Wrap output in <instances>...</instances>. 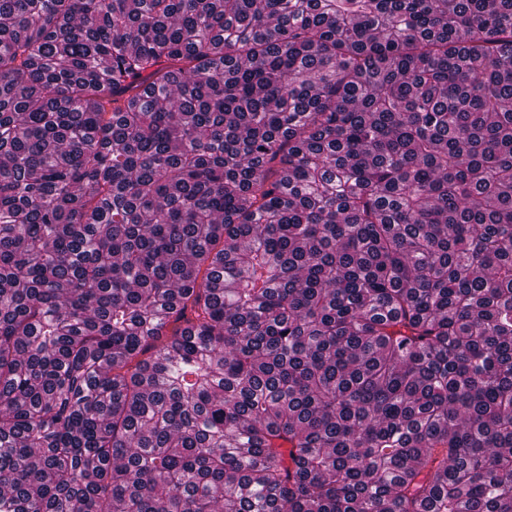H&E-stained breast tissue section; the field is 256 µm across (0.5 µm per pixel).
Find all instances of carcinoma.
I'll return each instance as SVG.
<instances>
[{"label": "carcinoma", "instance_id": "carcinoma-1", "mask_svg": "<svg viewBox=\"0 0 512 512\" xmlns=\"http://www.w3.org/2000/svg\"><path fill=\"white\" fill-rule=\"evenodd\" d=\"M0 512H512V0H0Z\"/></svg>", "mask_w": 512, "mask_h": 512}]
</instances>
